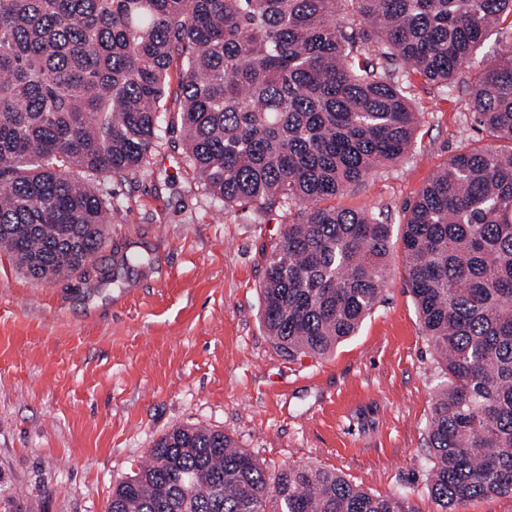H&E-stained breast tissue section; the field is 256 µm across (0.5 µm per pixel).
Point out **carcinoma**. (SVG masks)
Instances as JSON below:
<instances>
[{
  "label": "carcinoma",
  "mask_w": 512,
  "mask_h": 512,
  "mask_svg": "<svg viewBox=\"0 0 512 512\" xmlns=\"http://www.w3.org/2000/svg\"><path fill=\"white\" fill-rule=\"evenodd\" d=\"M512 0H0V251L41 282L86 276L107 242L100 180L146 166L179 68L187 163L224 213L300 205L266 256L263 326L324 356L386 278L382 213L324 206L410 150L402 78L448 85ZM512 143V46L472 86ZM405 282L436 355L427 490L438 512L512 497V150L453 155L402 224ZM107 512H419L310 465L270 471L230 435L178 425Z\"/></svg>",
  "instance_id": "1"
}]
</instances>
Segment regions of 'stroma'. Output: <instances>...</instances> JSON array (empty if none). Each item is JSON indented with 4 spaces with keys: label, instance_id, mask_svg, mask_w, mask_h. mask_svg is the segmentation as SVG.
<instances>
[{
    "label": "stroma",
    "instance_id": "35a3bbf8",
    "mask_svg": "<svg viewBox=\"0 0 512 512\" xmlns=\"http://www.w3.org/2000/svg\"><path fill=\"white\" fill-rule=\"evenodd\" d=\"M476 68L413 76L411 152L334 200L400 226L437 169L495 140L474 117ZM147 166L103 181L111 235L88 280L40 282L0 254V472L23 512H106L160 435L224 431L269 469L312 463L437 512L427 491L434 353L393 248L378 304L326 356H282L261 322L265 257L292 216L225 213L185 163L172 119Z\"/></svg>",
    "mask_w": 512,
    "mask_h": 512
}]
</instances>
